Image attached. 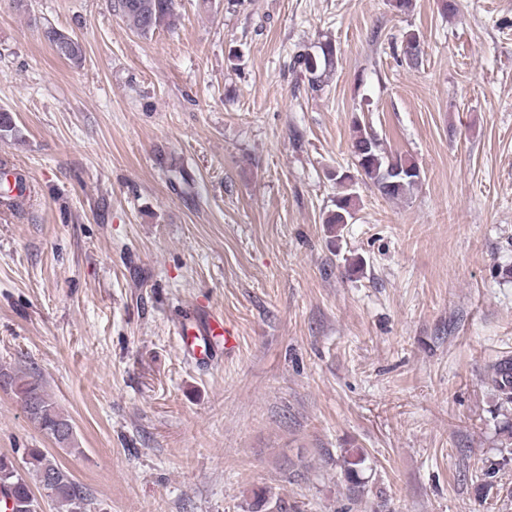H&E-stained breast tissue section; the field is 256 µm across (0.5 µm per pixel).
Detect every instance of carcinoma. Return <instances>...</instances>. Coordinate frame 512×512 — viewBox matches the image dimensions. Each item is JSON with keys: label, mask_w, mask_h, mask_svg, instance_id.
<instances>
[{"label": "carcinoma", "mask_w": 512, "mask_h": 512, "mask_svg": "<svg viewBox=\"0 0 512 512\" xmlns=\"http://www.w3.org/2000/svg\"><path fill=\"white\" fill-rule=\"evenodd\" d=\"M114 8L141 35L170 27L174 17V0H114ZM43 37L58 57L76 66L82 64L84 48L80 39H75L64 50L61 42L68 34L46 27ZM401 52L409 66L418 65L420 48L416 34L411 33L405 37ZM295 60L309 74L311 90L318 92L322 90L323 75L336 64L337 48L332 42L326 41L320 44L318 52L298 53ZM353 128L351 148L355 171H336V181L343 191L336 196L334 210L324 219L332 232L339 231L341 226L351 223L355 218L358 200L355 185L359 182L368 181L383 197L399 200L410 195L420 180V170L412 160L386 155L377 136L356 118L353 119ZM14 186L17 187L18 195L14 196L10 191L1 194L0 208L18 211L26 204L28 196L25 192L31 188L27 176L15 174ZM488 378L502 400L512 403V358L500 359L492 364ZM0 382L13 392L38 429L59 448L72 450L73 423L69 416L57 408L51 395L38 380L17 376L0 368ZM364 463L365 457L358 451L342 456L344 472L351 484H360ZM34 484L55 503L58 512H87L88 496L85 488L74 479L67 467L48 452L41 448L24 449L21 466L6 455L0 456V489L10 495L11 512H40L39 500L32 491Z\"/></svg>", "instance_id": "obj_1"}]
</instances>
